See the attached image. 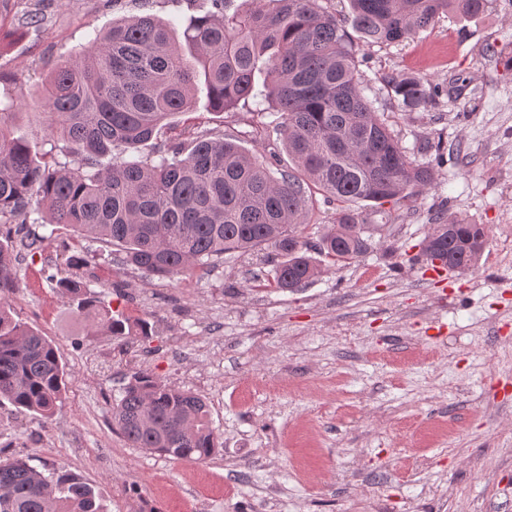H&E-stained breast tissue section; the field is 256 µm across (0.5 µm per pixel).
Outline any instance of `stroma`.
<instances>
[{"instance_id": "obj_1", "label": "stroma", "mask_w": 512, "mask_h": 512, "mask_svg": "<svg viewBox=\"0 0 512 512\" xmlns=\"http://www.w3.org/2000/svg\"><path fill=\"white\" fill-rule=\"evenodd\" d=\"M211 0H14L0 21V98L40 96L57 61L81 54L112 21L153 14L184 30ZM39 25L20 28L29 11ZM512 0L456 9L396 44L361 45L360 70L408 156L435 165L432 187L367 213L374 248L331 266L306 287L271 286L265 253H228L207 269L161 280L104 244L59 224H24L42 251L19 252L8 294L16 319L61 350L70 373L50 419L0 407V458L80 473L103 512H512ZM422 76L441 89L403 107L385 75ZM276 112L256 100L171 118L138 157H152L186 126L231 140L291 169ZM486 225L466 272L421 254L430 225ZM113 314L144 320L149 337L90 327L56 288L66 259ZM151 372L208 402L220 443L201 461L128 447L112 404L132 372Z\"/></svg>"}]
</instances>
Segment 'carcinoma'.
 Returning <instances> with one entry per match:
<instances>
[{"label": "carcinoma", "instance_id": "cac0c4a2", "mask_svg": "<svg viewBox=\"0 0 512 512\" xmlns=\"http://www.w3.org/2000/svg\"><path fill=\"white\" fill-rule=\"evenodd\" d=\"M212 0L215 11L188 23L185 45L154 15L112 22L75 58L57 63L37 106L48 132L74 162L33 152L12 122L25 100L0 103V403L48 419L62 402L68 372L58 347L6 309L17 248L36 252L40 236H12L11 224H63L121 251V261L161 279L189 275L224 254L270 250L273 284L295 291L322 267L308 256L303 230L315 194L346 203L399 204L434 181L417 164L365 95L358 47L319 0ZM352 25L368 44L399 43L434 25L452 6L478 15L486 0H349ZM264 74L263 89L255 77ZM411 109L438 86L398 73L383 77ZM222 112L257 95L279 112L283 147L294 170L277 178L238 144L189 129L190 148L158 149V160L112 157L135 150L171 116L192 110L198 84ZM375 227L346 208L324 225L316 250L350 263L372 247ZM486 228L452 219L422 241L467 271ZM57 287L79 314L114 336H149L145 321L115 318L81 280ZM112 419L131 448L203 460L217 447L209 405L140 371L123 387ZM0 512H101L93 487L68 470L43 473L19 457L0 459Z\"/></svg>", "mask_w": 512, "mask_h": 512}]
</instances>
